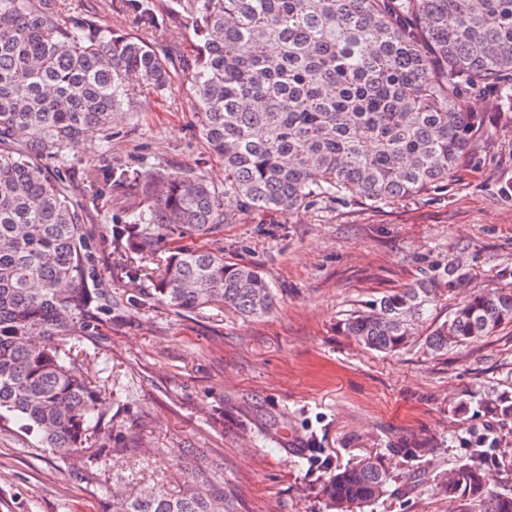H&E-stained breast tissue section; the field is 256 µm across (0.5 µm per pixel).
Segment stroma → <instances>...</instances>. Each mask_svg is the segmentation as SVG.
<instances>
[{"label": "stroma", "mask_w": 512, "mask_h": 512, "mask_svg": "<svg viewBox=\"0 0 512 512\" xmlns=\"http://www.w3.org/2000/svg\"><path fill=\"white\" fill-rule=\"evenodd\" d=\"M78 24L140 35L127 0H58ZM154 49L171 83L141 93L112 121V136L90 130L67 162L82 168L100 156L135 170H179L224 190V165L200 137L183 61L198 38L176 0H156ZM486 134L447 188L398 204L329 199L293 213L240 208L225 196L227 223L209 235L174 233L169 245L223 251L259 267L276 288L273 313L245 319L223 307L175 311L147 302L145 279L116 274L110 218L129 203L103 188L93 197L74 188L94 246V285L116 299L141 297L122 324L103 325L86 343L88 372L111 387L105 404L112 445L120 453L91 479L60 462L15 421H0V512H99L100 487L128 482L178 489L186 463L223 460L238 493V512H328L323 486L333 469L365 454L390 474L385 495L362 512H448L433 479L464 459L483 435L512 455V419L461 418L454 408L468 392L512 394V324L435 358L411 345L393 355L359 347L339 332L345 314L365 301L432 277L439 300L417 327L426 336L470 293L512 289V103L475 96ZM455 264L460 281L442 271ZM223 411V425L213 414ZM431 440L433 452L408 464L388 453L398 441Z\"/></svg>", "instance_id": "stroma-1"}]
</instances>
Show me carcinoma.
Returning <instances> with one entry per match:
<instances>
[{
    "instance_id": "obj_1",
    "label": "carcinoma",
    "mask_w": 512,
    "mask_h": 512,
    "mask_svg": "<svg viewBox=\"0 0 512 512\" xmlns=\"http://www.w3.org/2000/svg\"><path fill=\"white\" fill-rule=\"evenodd\" d=\"M199 38L184 63L202 140L224 163V194L245 209L291 213L329 198L374 203L445 187L485 133L469 111L477 93L512 100V0H179ZM142 34L72 25L56 0H0V420H15L66 461L112 460L106 389L91 385L77 346L128 306L89 286L87 214L70 198L106 182L139 197L112 223L117 269L153 282L155 304L179 311L225 306L243 318L278 301L258 267L207 249L162 248L175 230L206 235L229 220L202 176L131 171L108 163L46 174L44 162L81 146L89 127L111 135L114 111L139 89L162 92L169 72L151 47L154 0H132ZM437 298L423 279L346 314L342 334L395 353L415 342ZM512 323V289L465 297L425 336L431 357ZM487 415L512 418V396L486 397ZM417 461L429 443L393 445ZM489 449L476 443L437 476L458 512H512L494 490ZM389 473L365 456L323 488L332 512H356L385 493ZM223 464L190 470L183 489L134 484L100 512H236Z\"/></svg>"
}]
</instances>
